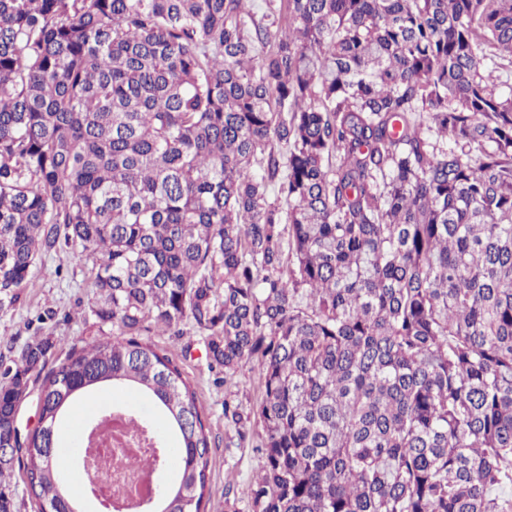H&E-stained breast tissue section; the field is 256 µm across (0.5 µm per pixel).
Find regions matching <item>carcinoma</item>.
Returning a JSON list of instances; mask_svg holds the SVG:
<instances>
[{"label":"carcinoma","instance_id":"1","mask_svg":"<svg viewBox=\"0 0 512 512\" xmlns=\"http://www.w3.org/2000/svg\"><path fill=\"white\" fill-rule=\"evenodd\" d=\"M252 5L0 0V295L66 246L117 328L44 376L29 493L82 512L61 420L129 384L153 414L99 416L157 450L142 512H203L195 392L142 340L187 321L260 382L224 393L256 452L225 512H512V0ZM52 347L5 372L0 445ZM230 390L235 392L244 404H254L260 396L257 374L251 371L249 366L244 367L235 380V385Z\"/></svg>","mask_w":512,"mask_h":512}]
</instances>
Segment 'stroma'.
<instances>
[{
    "label": "stroma",
    "instance_id": "obj_1",
    "mask_svg": "<svg viewBox=\"0 0 512 512\" xmlns=\"http://www.w3.org/2000/svg\"><path fill=\"white\" fill-rule=\"evenodd\" d=\"M92 260L79 261L69 250L39 259L33 277L20 289L15 303L0 302V370L17 359L23 347L41 338H51L53 347L47 367H55L72 347L111 337V324L94 313L97 302ZM148 343L175 358L186 382L195 391L210 442V494L205 512H224V488L234 486L246 493L255 465L253 448L224 445V374L210 367L202 336L148 334ZM124 403L143 413L152 405L143 395L127 388H96L86 393L81 408L69 410L62 429L77 451L83 427L98 411Z\"/></svg>",
    "mask_w": 512,
    "mask_h": 512
}]
</instances>
